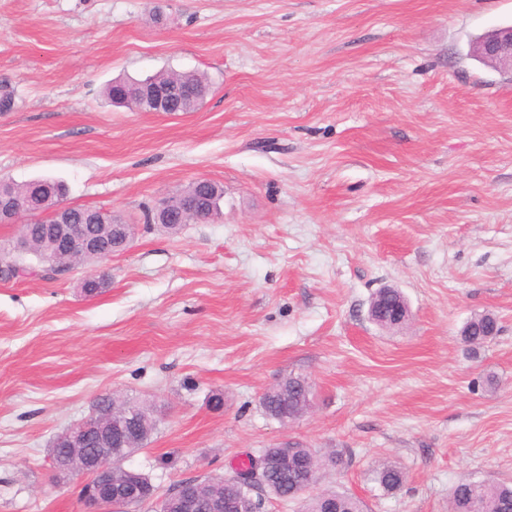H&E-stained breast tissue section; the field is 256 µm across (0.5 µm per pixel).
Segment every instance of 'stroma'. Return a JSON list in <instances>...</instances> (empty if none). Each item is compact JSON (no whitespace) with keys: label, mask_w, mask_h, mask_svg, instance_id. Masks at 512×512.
<instances>
[{"label":"stroma","mask_w":512,"mask_h":512,"mask_svg":"<svg viewBox=\"0 0 512 512\" xmlns=\"http://www.w3.org/2000/svg\"><path fill=\"white\" fill-rule=\"evenodd\" d=\"M510 23L512 0H0V178L63 181L65 205L136 228L59 279L0 278V512H84L50 448L112 394L158 412L125 465L161 495L288 441L336 450L314 493L368 512L512 482V77L469 55ZM171 71L207 77L194 111L103 97ZM200 177L218 217L146 223ZM386 287L409 305L395 331L368 318ZM484 312L500 331L474 354ZM291 374L313 407L286 426L260 398ZM481 315L471 319L473 321L469 322L467 327V331L472 335L468 336V332L462 331L461 338L464 343L472 347H481L488 340L494 338V336L498 333L499 327L498 322L496 320L487 318H480ZM404 473L398 467L385 464L376 471L375 481L385 492L399 489L404 482Z\"/></svg>","instance_id":"obj_1"}]
</instances>
